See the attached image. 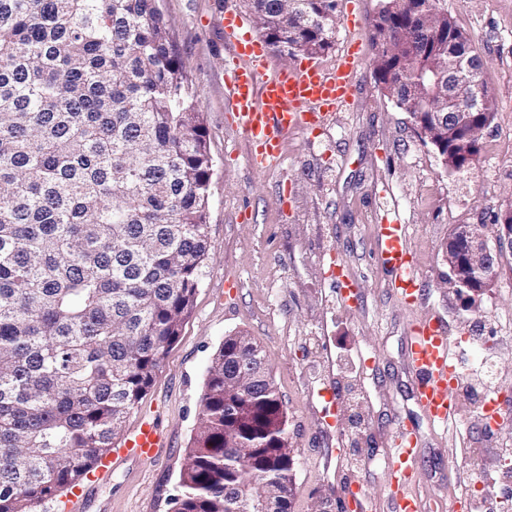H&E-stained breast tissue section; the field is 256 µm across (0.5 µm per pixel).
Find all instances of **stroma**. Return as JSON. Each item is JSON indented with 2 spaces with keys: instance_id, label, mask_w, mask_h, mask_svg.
<instances>
[{
  "instance_id": "stroma-1",
  "label": "stroma",
  "mask_w": 512,
  "mask_h": 512,
  "mask_svg": "<svg viewBox=\"0 0 512 512\" xmlns=\"http://www.w3.org/2000/svg\"><path fill=\"white\" fill-rule=\"evenodd\" d=\"M224 2L159 0L186 83L198 95L213 160L209 255L192 313L123 424L131 430L142 411H153L170 446L150 463L113 467L89 488L86 512H173L207 363L225 337L240 333L262 346L287 411L295 450L290 512H346V483L385 504V467L365 469L361 462L384 458L402 422L420 432L417 491L436 510L454 487L449 465L468 472L469 451L479 448L492 466L500 449L512 448V417L486 431L473 416L470 391L459 397L465 429L446 439L430 430L404 354L409 325L436 314L453 340L481 337L493 384L512 396V255L473 300L449 287L444 258L455 225L489 224L512 206V0H446L449 19L474 39L483 59L494 112L480 154L468 173L454 176L374 78L369 23L379 0H338L333 44L317 57L335 65L348 41L356 42L352 104L321 131L289 133L279 166L253 169L248 140L225 119L228 51L214 24ZM393 211L408 226L424 280L412 304L377 260V226ZM332 261L353 282L357 302L339 301L326 276ZM324 388L334 392L332 402L319 397Z\"/></svg>"
}]
</instances>
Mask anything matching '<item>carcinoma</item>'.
<instances>
[{
	"label": "carcinoma",
	"instance_id": "1",
	"mask_svg": "<svg viewBox=\"0 0 512 512\" xmlns=\"http://www.w3.org/2000/svg\"><path fill=\"white\" fill-rule=\"evenodd\" d=\"M269 46L331 47L336 0H248ZM157 0H0V512L86 477L179 339L209 252L212 159ZM374 77L396 107L493 117L474 40L381 9ZM469 52L470 98L428 96L424 54ZM294 456L261 346L206 368L175 512H289Z\"/></svg>",
	"mask_w": 512,
	"mask_h": 512
}]
</instances>
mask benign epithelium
I'll list each match as a JSON object with an SVG mask.
<instances>
[{
	"mask_svg": "<svg viewBox=\"0 0 512 512\" xmlns=\"http://www.w3.org/2000/svg\"><path fill=\"white\" fill-rule=\"evenodd\" d=\"M485 128L462 119L460 112H441L433 116L431 131L419 128L422 141L431 143L438 132L448 134L447 152L441 154L443 166H455L466 160L472 163L478 156L476 149L462 155L455 153V146L467 145L481 140ZM512 250V207L501 212L500 223L493 226L483 224H457L446 244L448 282L462 292H479L495 277L496 261L505 249Z\"/></svg>",
	"mask_w": 512,
	"mask_h": 512,
	"instance_id": "1",
	"label": "benign epithelium"
}]
</instances>
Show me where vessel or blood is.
<instances>
[{
  "mask_svg": "<svg viewBox=\"0 0 512 512\" xmlns=\"http://www.w3.org/2000/svg\"><path fill=\"white\" fill-rule=\"evenodd\" d=\"M218 24L230 59L224 70V100L229 125L252 146L251 163L265 170L282 161V140L289 132L325 125L344 109L354 91L357 61L346 53L336 68L309 64L263 77L265 44L253 36L242 12L225 6ZM379 260L390 272L394 288L408 302L418 299L421 279L408 248V227L398 221L378 225ZM405 360L413 395L429 427L444 433L457 423L459 375L445 323L428 316L412 323L405 336ZM420 436L416 428L399 426L386 453L392 493L389 512H426L424 499L412 487L417 473ZM169 445L154 414H143L122 440L117 457L149 462Z\"/></svg>",
  "mask_w": 512,
  "mask_h": 512,
  "instance_id": "b4317fda",
  "label": "vessel or blood"
}]
</instances>
